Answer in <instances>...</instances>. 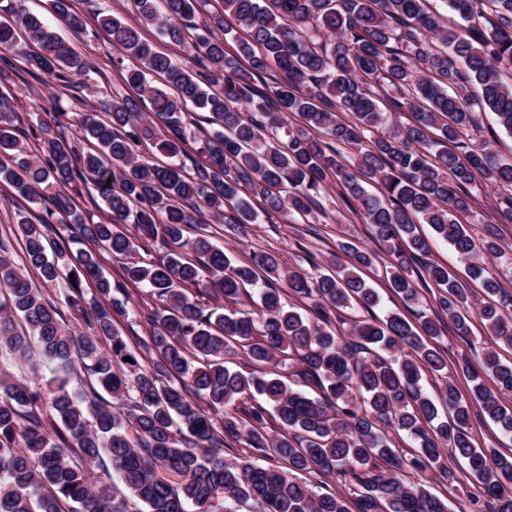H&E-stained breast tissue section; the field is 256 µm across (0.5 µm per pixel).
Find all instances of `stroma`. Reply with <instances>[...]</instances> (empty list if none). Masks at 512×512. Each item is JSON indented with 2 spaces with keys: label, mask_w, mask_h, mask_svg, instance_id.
<instances>
[{
  "label": "stroma",
  "mask_w": 512,
  "mask_h": 512,
  "mask_svg": "<svg viewBox=\"0 0 512 512\" xmlns=\"http://www.w3.org/2000/svg\"><path fill=\"white\" fill-rule=\"evenodd\" d=\"M24 6L45 22L55 24L57 32L67 43L99 66L98 72L84 77L82 88L75 93L58 89L56 81L47 77L37 80L24 74L15 80L19 138L28 151L33 152L37 146L30 128L35 123V114L39 109L51 111L59 108L69 113L81 112L97 105L100 100L110 98L115 92H126L121 71L112 65L111 41L97 25L94 16L105 12L120 16L130 24L136 23L137 17L128 10L126 0H73L74 9L84 16L87 23L85 30L76 35L64 25L56 24L48 0H25ZM318 203L317 210L308 222L286 224L277 218L265 219L261 223L248 225L242 234L229 228L220 231L218 240L238 260H249L252 253L259 250L275 251L287 264L307 271L335 251L337 241L352 239L368 248H376L377 243L372 238L369 225L341 204L334 187H326ZM471 291L468 337L463 339L449 332L437 340L448 361L447 375L454 379L460 393L465 396L470 393L471 383L462 373V365L468 362L472 366H479L484 353L493 345L489 332L478 317L482 295L480 284L472 283Z\"/></svg>",
  "instance_id": "1"
}]
</instances>
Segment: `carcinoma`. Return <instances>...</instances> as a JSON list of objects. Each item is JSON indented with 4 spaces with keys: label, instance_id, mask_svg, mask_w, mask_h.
Instances as JSON below:
<instances>
[{
    "label": "carcinoma",
    "instance_id": "cac0c4a2",
    "mask_svg": "<svg viewBox=\"0 0 512 512\" xmlns=\"http://www.w3.org/2000/svg\"><path fill=\"white\" fill-rule=\"evenodd\" d=\"M23 2L0 0V185L36 204L42 187L82 180L108 212L89 224L65 192L37 224L18 211L19 264L12 236L0 235V512H128L131 496L148 512H237L248 501L259 512H448L403 473L447 482L454 459L481 484L487 512H512V456L474 447L471 405L452 380L441 390L445 421L422 385L425 373L447 367L433 343L445 320L469 333L468 288L439 263L412 266L428 250L417 224H429L480 283L488 297L480 318L512 349V312L505 298L490 302L501 287L486 263L505 252L499 225L512 223V162L465 138L487 109L512 131V82L502 70L512 64V0H443L463 21L456 29L430 0H221L201 29L192 21L202 0H128L200 69L185 70L121 17L97 16L112 65L130 61L124 79L137 96L76 113V137L61 113L37 121L42 159L18 146L11 76L44 74L71 87L97 66ZM50 8L72 32L84 30L71 0ZM226 14L239 31L224 28ZM19 40L35 46L22 67L10 53ZM273 69L281 80L257 87ZM390 88L405 97L388 99L384 112ZM189 103L212 126L191 173L179 160ZM406 110L412 120L403 123ZM145 143L168 162L139 154ZM328 177L380 249L339 241L327 273L299 271L275 252L236 261L202 220L207 210L241 229L262 213L296 222ZM477 183L499 190L480 241L457 219ZM56 223L77 229L86 247L72 251L74 237L54 234ZM155 243L169 248L164 259L136 257ZM105 253L122 261V280L102 274ZM386 256L389 288L406 308L437 288L436 317L414 328L391 312L337 332L332 320L346 309L378 305L361 272ZM84 279L95 284L91 306ZM49 283L59 285L53 298L40 288ZM129 285L155 302L143 308L147 335L133 346L116 326L125 309L113 299ZM249 286L258 288L255 312L237 308ZM108 298L110 309L101 303ZM67 313L90 333L66 328ZM229 356L247 370L225 366ZM20 362L34 372L54 366L55 385L11 377ZM73 377L87 384L80 397L67 389ZM471 382L482 414L511 434L500 396L512 393V362L489 351ZM400 431L414 443L409 459L390 438ZM230 447L233 461L224 459ZM106 458L116 480L95 488L87 467ZM306 474L326 479L324 491L298 480Z\"/></svg>",
    "mask_w": 512,
    "mask_h": 512
}]
</instances>
